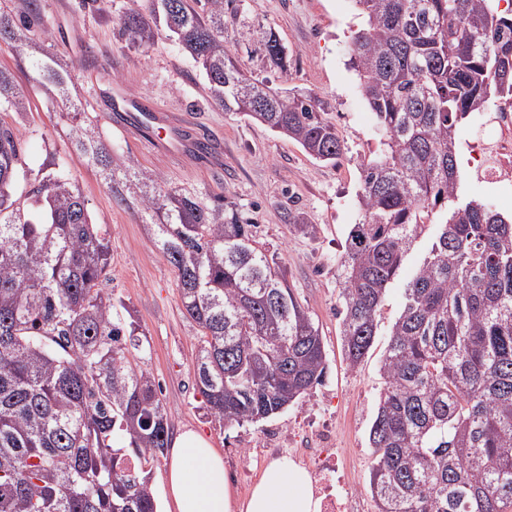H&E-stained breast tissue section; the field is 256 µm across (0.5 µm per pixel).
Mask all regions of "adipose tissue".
Returning <instances> with one entry per match:
<instances>
[{"mask_svg":"<svg viewBox=\"0 0 512 512\" xmlns=\"http://www.w3.org/2000/svg\"><path fill=\"white\" fill-rule=\"evenodd\" d=\"M174 512H231L224 456L202 434L187 430L174 441L166 465ZM244 512H321L308 472L293 461L269 464L243 505Z\"/></svg>","mask_w":512,"mask_h":512,"instance_id":"obj_1","label":"adipose tissue"}]
</instances>
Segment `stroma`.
<instances>
[{
  "instance_id": "1",
  "label": "stroma",
  "mask_w": 512,
  "mask_h": 512,
  "mask_svg": "<svg viewBox=\"0 0 512 512\" xmlns=\"http://www.w3.org/2000/svg\"><path fill=\"white\" fill-rule=\"evenodd\" d=\"M129 8L150 11L149 0H39L33 43L74 63L73 97L94 119L116 161H133L160 174L167 185L224 196L254 223L256 238L273 255L297 300L308 308L323 337L327 373L297 404L276 417L243 427L212 418L195 386L200 333L183 314L177 276L150 240L148 224L134 209L117 204L96 170L71 148L69 128L53 96L18 65L15 50L0 45V66L13 70L30 110L18 124L27 170L65 166L89 202L93 223L110 241L106 286L132 312L149 345L142 366L159 385L173 433L194 428L224 455L232 488L231 512H241L278 448L296 460L300 448L317 447L330 430L338 468L376 512L369 477L374 455L369 428L382 387L380 359L403 303V281L389 289L379 336L358 369L348 367L336 314L339 261L350 224L358 222L360 165L378 156L382 136L349 67L350 43L360 26L354 0H231L224 10V37L241 68L272 88L312 95L321 115L345 146L336 162L312 159L294 140L246 116L216 105L193 60L166 33L141 50L118 36V17ZM271 28L288 50L285 70L266 66L262 30ZM151 99L173 114L188 115L192 135L220 142L216 165L192 152L160 153L146 140L114 124L113 84ZM297 215L288 223L286 213Z\"/></svg>"
}]
</instances>
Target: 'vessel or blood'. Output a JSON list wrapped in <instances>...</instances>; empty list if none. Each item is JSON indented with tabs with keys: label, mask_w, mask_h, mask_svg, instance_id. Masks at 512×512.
Here are the masks:
<instances>
[{
	"label": "vessel or blood",
	"mask_w": 512,
	"mask_h": 512,
	"mask_svg": "<svg viewBox=\"0 0 512 512\" xmlns=\"http://www.w3.org/2000/svg\"><path fill=\"white\" fill-rule=\"evenodd\" d=\"M112 110L129 130L137 133L148 135L153 127H166L168 136L158 141V148L168 154L182 152L185 142L180 132V120L160 106L130 96L121 86L116 85L112 88Z\"/></svg>",
	"instance_id": "1"
}]
</instances>
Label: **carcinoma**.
Here are the masks:
<instances>
[{"instance_id": "cac0c4a2", "label": "carcinoma", "mask_w": 512, "mask_h": 512, "mask_svg": "<svg viewBox=\"0 0 512 512\" xmlns=\"http://www.w3.org/2000/svg\"><path fill=\"white\" fill-rule=\"evenodd\" d=\"M362 27L349 66L385 140L361 165L358 205L338 275L347 365L378 333L387 291L428 227L423 255L380 363L369 430L377 512H512V216L464 196L461 125L489 106L512 110V10L498 0H355ZM118 19L127 44L159 23L194 61L213 100L297 141L326 163L344 153L312 97L247 76L224 40V0H156ZM23 10L0 4V42L31 48ZM267 66L288 54L264 32ZM31 79L69 101L73 65L50 52ZM29 110L0 67V112ZM70 139L120 204L134 200L174 267L184 315L200 332L195 381L226 426L268 419L320 384L319 327L257 247L254 224L218 196L162 187L117 165L98 126L66 109ZM19 129L0 117V512H157L153 467L168 448L160 391L136 352L146 337L102 287L109 240L64 170L38 171L23 197ZM124 438L129 447L116 448Z\"/></svg>"}]
</instances>
